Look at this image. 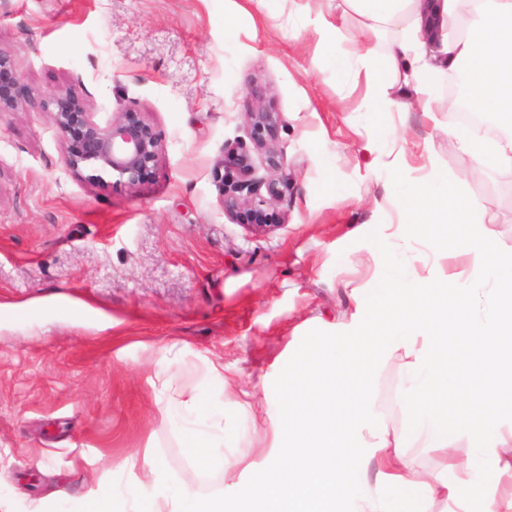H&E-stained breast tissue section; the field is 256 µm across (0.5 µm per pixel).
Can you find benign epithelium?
<instances>
[{"label": "benign epithelium", "instance_id": "7a95c632", "mask_svg": "<svg viewBox=\"0 0 512 512\" xmlns=\"http://www.w3.org/2000/svg\"><path fill=\"white\" fill-rule=\"evenodd\" d=\"M423 39L428 45L441 46L444 32L441 3L443 0H420ZM31 100L22 74L16 70L11 54L0 50V114L14 112ZM31 107L52 114L53 125L67 150V162L75 170L92 171L88 180L103 182L108 172L134 187L154 165L162 150V139L144 114L132 107L108 112L103 119L90 111L84 98L65 91L36 101ZM251 146L241 145L224 150L223 158L213 169L219 184L224 215L232 218L242 209L264 217V208H273L294 189L295 177L285 168L281 154L273 146L281 123L277 112L257 107L246 113ZM264 155L267 177H255L251 152Z\"/></svg>", "mask_w": 512, "mask_h": 512}]
</instances>
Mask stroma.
I'll return each instance as SVG.
<instances>
[{"label": "stroma", "mask_w": 512, "mask_h": 512, "mask_svg": "<svg viewBox=\"0 0 512 512\" xmlns=\"http://www.w3.org/2000/svg\"><path fill=\"white\" fill-rule=\"evenodd\" d=\"M326 0H0V50L35 99L72 91L93 108L132 106L163 151L140 185L69 168L51 116L0 114V512H53L109 483L136 497L159 486L220 491L226 512L277 460L273 424L289 356L347 330L358 289L393 303L370 264L394 248L425 255L383 187L437 169L459 203L496 217L492 241L512 250V174L476 169L450 148L455 114L364 111L369 69L333 70L352 46L314 33ZM280 113L274 145L295 188L257 233L225 216L212 171L248 144L245 114ZM404 158L400 169L386 153ZM371 411L390 432L407 417L402 360L367 374ZM205 394L224 428V466L206 471L169 410ZM450 449L415 441L408 465L445 481ZM253 462L242 471L240 460Z\"/></svg>", "instance_id": "stroma-1"}]
</instances>
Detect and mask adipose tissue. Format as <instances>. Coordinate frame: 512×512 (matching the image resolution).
<instances>
[{
    "mask_svg": "<svg viewBox=\"0 0 512 512\" xmlns=\"http://www.w3.org/2000/svg\"><path fill=\"white\" fill-rule=\"evenodd\" d=\"M347 2L359 17L353 63L370 64L380 79L394 74L412 81L421 111L436 112L442 71L425 58L418 37L417 0ZM469 4L466 32L446 41L443 52L449 65L466 77L471 110L484 114L496 109L491 83L512 89V0ZM390 29L396 30V37L381 58L372 59L368 41ZM448 144L474 150L485 169L512 172V129L487 149L478 137L453 130ZM386 192L397 203L401 223L412 222L418 205L427 208L437 223L448 221L453 187L446 172L396 180ZM493 221L492 215L482 214L463 247L476 258L471 280H463L452 269L425 277L414 270L399 273L392 282L405 304L399 315L359 293L353 326L336 335L331 349L289 361L286 373L295 378L302 394L275 422L273 434L275 439H287L292 448L300 447L302 436H309L314 454L309 460H296L295 475H284L276 486L262 482L251 487L244 512H307L305 505L312 501L329 504V512H417L434 488L407 470L402 450L416 434L433 448L448 447L457 435L468 437L473 452L465 465H445L451 475L444 485L446 495L456 504V512H499L496 496L476 501L469 495L472 487L483 483L512 487V458L506 454L512 447V252L491 248ZM471 293L476 296L475 316L461 331L448 319L446 297ZM372 336L383 337L386 352L402 358L407 381L403 408L410 428L391 437L355 416L370 403L368 391L356 385L354 375L368 371L379 359L367 346ZM456 359L477 373L472 397L482 416L471 422L449 421L445 407L458 397L447 382L448 363ZM351 450L357 454L352 471L344 467ZM324 460L339 467L335 483L310 476ZM128 512H224V495L201 499L163 490L138 500Z\"/></svg>",
    "mask_w": 512,
    "mask_h": 512,
    "instance_id": "obj_1",
    "label": "adipose tissue"
}]
</instances>
